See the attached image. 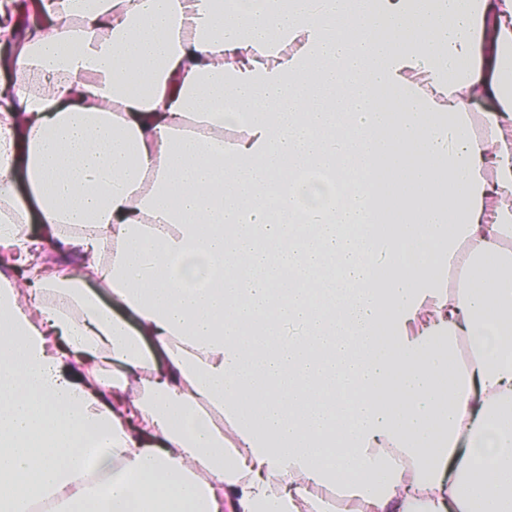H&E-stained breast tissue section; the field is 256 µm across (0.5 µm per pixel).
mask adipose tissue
I'll return each mask as SVG.
<instances>
[{
    "label": "adipose tissue",
    "mask_w": 512,
    "mask_h": 512,
    "mask_svg": "<svg viewBox=\"0 0 512 512\" xmlns=\"http://www.w3.org/2000/svg\"><path fill=\"white\" fill-rule=\"evenodd\" d=\"M233 2L6 62L0 512H512V0Z\"/></svg>",
    "instance_id": "ef3b65f1"
}]
</instances>
